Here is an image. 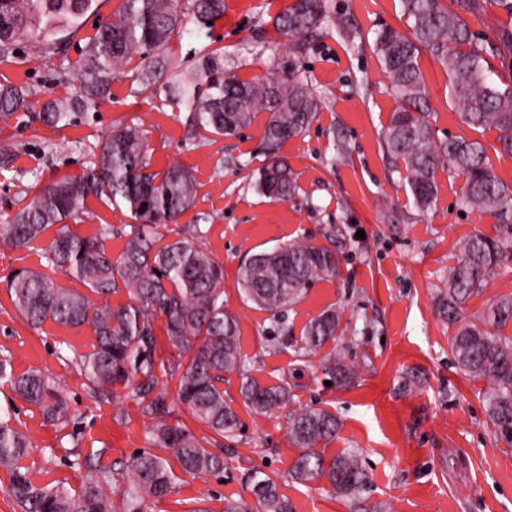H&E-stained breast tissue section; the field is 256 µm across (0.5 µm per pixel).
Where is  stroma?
<instances>
[{
  "label": "stroma",
  "instance_id": "obj_1",
  "mask_svg": "<svg viewBox=\"0 0 512 512\" xmlns=\"http://www.w3.org/2000/svg\"><path fill=\"white\" fill-rule=\"evenodd\" d=\"M293 0H224V15L211 28L172 37L167 53L192 67L221 49L226 74L242 80L273 74L293 60L318 101L309 129L282 143L279 156L297 178L296 195L277 201L255 188L266 163L262 129L266 113L237 135L211 142L191 126L182 105L163 93L141 91L134 67L113 81L109 99L64 127L43 123L37 112L19 111L0 119V146L12 151L0 166V225L10 222L35 191L54 178L81 173L113 124L140 128L153 170L179 164L196 181L192 208L173 224L156 228L168 243L193 234L195 243L224 268V301L239 319V343L249 377L264 385L295 376V405L336 413L341 427L327 455L359 453L368 477L367 502L387 512H512V447L493 435L482 395L485 380L472 381L457 369L452 331L436 316L432 297L441 288L460 242L494 233V218L465 208L462 174L442 168L437 194L427 210L416 207L403 165L387 155L382 133L397 107L373 41L392 28L408 33L400 0H324L327 23L302 51L291 50L272 20ZM121 0H95L77 28L63 32L55 51L40 54L27 44L0 61V85H25L37 101L73 94L75 72L97 24L108 22ZM349 23L353 37L336 28ZM419 65L425 78L431 123L438 138L477 133L461 120L448 74L429 53ZM132 219L123 205L88 197L81 214L46 229L26 248L0 239V360L14 373L41 370L65 400L66 422L50 420L35 404L16 397L0 381V416L25 433L31 449L23 464L38 485L70 491L95 477L98 468L116 474L111 500L127 512L124 491L128 462L154 451L152 420L127 389L98 398L75 363L91 351L89 328L52 322L32 328L16 312L6 279L17 269L39 270L61 287L83 291L76 279L48 259L60 232L104 235L108 255L118 257ZM364 238H357V231ZM305 237L336 251V276L313 282L290 306L287 333L274 335L271 312L247 300L238 282L242 260ZM329 308L342 312L335 340L309 361L297 351L306 324ZM157 390L171 402L170 423L184 427L202 444L224 455L222 475L176 471L173 491L149 502L147 512H224L228 498L253 502L246 475L260 471L275 479L288 512H360L362 504L343 499L324 481L293 482L289 473L299 451L288 437V412L255 414L240 395L241 379L226 376L224 398L241 426L233 440L217 436L176 400L178 353L163 322L155 324ZM339 357L354 365L351 388L329 386L324 362ZM419 380L403 385L407 371Z\"/></svg>",
  "mask_w": 512,
  "mask_h": 512
}]
</instances>
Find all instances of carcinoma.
<instances>
[{"mask_svg": "<svg viewBox=\"0 0 512 512\" xmlns=\"http://www.w3.org/2000/svg\"><path fill=\"white\" fill-rule=\"evenodd\" d=\"M484 2L457 0L452 10L441 0H401L409 34L385 28L378 32L374 48L398 103L383 132L384 147L389 156L403 162L415 202L421 208L432 202L436 172L448 165L465 177L463 205L496 220L495 236L474 235L460 243L436 306L442 321L455 327L451 351L457 368L469 379L488 382L484 399L494 435L512 446V336L503 334L512 323V294L497 297L474 320L466 315L467 302L483 291L498 267L512 261V187L497 175L480 140L436 139L418 64L424 50L440 61L463 123L473 130H498L502 151L512 154V88L502 90L491 79L493 59L512 61V29H502L494 41L475 34L465 16L478 13ZM91 5L92 0H0V59L8 58L22 41L52 48L60 42L61 27L77 22ZM223 15L224 0H191L186 13L175 0H123L84 50L76 77L79 94L48 100L41 106L40 118L52 126L71 124L80 109L110 95L114 78L137 57L143 64L137 75L142 90L162 81L166 97L190 112L192 126L202 134L232 136L250 126L256 114L268 113L263 129L268 162L256 187L267 197L290 198L297 184L277 150L288 138L306 132L316 117L318 104L307 83L295 76L291 66L261 81L226 77L222 54L216 49L192 69L165 53L170 39L184 32L187 24L206 27ZM324 18L323 0H294L274 24L293 47L301 48ZM33 95L25 86L0 87V117L27 109ZM90 195L110 204L122 203L136 220L125 249L114 260L99 238L62 232L51 245L49 262L105 302L97 305L41 271L23 268L6 281L14 306L34 328L48 321L89 327L95 336L92 351L79 355L76 362L93 394H110L118 384L132 387V395L155 420L151 435L157 447L171 451L186 473H219L224 470V456L205 448L183 427L168 423L167 395L155 390L158 316H165L170 346L179 358L187 359L185 365L173 366V371H181L178 400L218 436L233 437L239 423L224 401V375L239 373L244 404L260 414L284 408L293 394L286 380L261 385L245 375L238 319L226 308L220 289L223 266L185 237L155 246L157 239L150 229L176 222L193 206L194 177L177 165L164 172L150 170L145 137L131 126L116 125L81 174L64 176L35 192L10 223L0 225V237L16 248L26 247L48 227L77 218ZM337 268L336 252L307 238L250 256L240 265L238 278L246 298L277 316L281 330L287 308L315 279L336 276ZM121 288L130 302L114 307L107 299ZM341 318L342 310L326 309L311 319L304 328L301 351L306 354L335 340ZM327 370L338 387L357 378L356 370L336 357ZM0 380L9 382L23 400L41 406L51 419L65 421L64 401L41 372L16 375L8 361L1 360ZM338 429L336 415L326 409L300 407L289 413L288 436L300 449L291 477L302 484L324 479L336 494L358 498L367 485L359 455L352 451L328 459L318 450V445L336 437ZM29 448L28 437L10 420L0 419V468L8 471L9 491L22 512H113L108 494L111 472L99 470L77 493L36 486L28 468L21 465ZM128 469V512H143L147 502L171 492L174 474L165 457L142 453ZM250 483L262 512H284L272 478L254 474Z\"/></svg>", "mask_w": 512, "mask_h": 512, "instance_id": "cac0c4a2", "label": "carcinoma"}]
</instances>
